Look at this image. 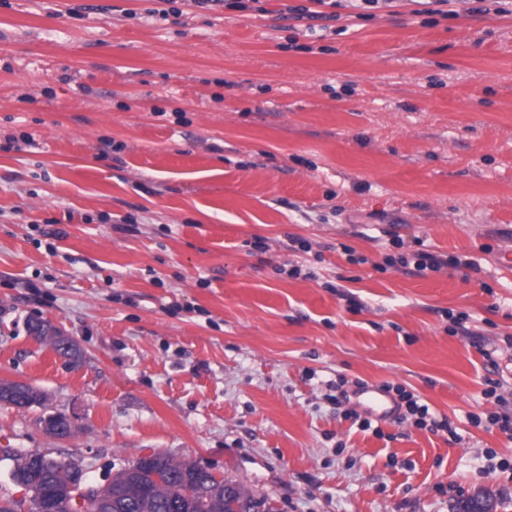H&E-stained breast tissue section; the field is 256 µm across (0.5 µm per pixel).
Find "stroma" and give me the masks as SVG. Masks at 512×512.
Wrapping results in <instances>:
<instances>
[{"label":"stroma","mask_w":512,"mask_h":512,"mask_svg":"<svg viewBox=\"0 0 512 512\" xmlns=\"http://www.w3.org/2000/svg\"><path fill=\"white\" fill-rule=\"evenodd\" d=\"M297 3L0 0V383L45 395L0 405V448L95 484L162 454L274 512H512V466L487 469L512 463L488 421L512 403V13L337 0L313 31ZM395 238L477 267L387 266ZM337 379L456 432L360 431ZM3 384L13 385V388L15 390V395L7 401L4 399V397L1 396V400L3 401L4 405H12L18 406L19 408H23L32 406L33 404L39 403L41 401L40 399L42 393L28 384L21 385L26 384L24 382H8ZM381 389L391 395L392 392L396 393L397 397L392 396L397 406L398 415L396 419L399 423H405L409 418L413 417V425L420 429H424L427 427V419H429L431 422L430 431L448 432L450 435L455 434L456 431L452 428L448 418H443L440 421L435 418H431L432 413L430 412L429 405L424 402H420L414 394L407 392L400 386L394 387L389 384L383 385Z\"/></svg>","instance_id":"1"}]
</instances>
